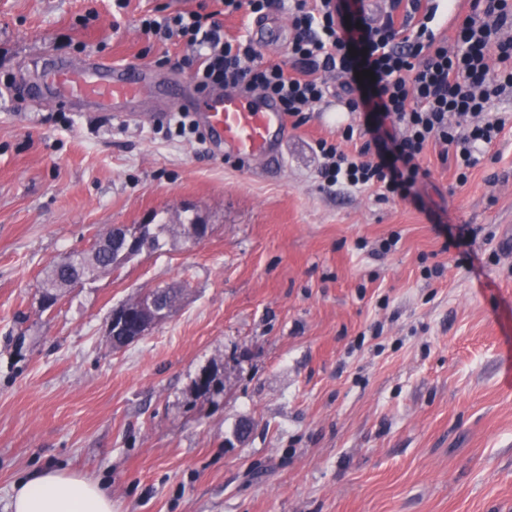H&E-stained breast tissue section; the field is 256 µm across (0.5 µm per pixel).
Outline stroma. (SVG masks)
<instances>
[{"label": "stroma", "instance_id": "obj_1", "mask_svg": "<svg viewBox=\"0 0 512 512\" xmlns=\"http://www.w3.org/2000/svg\"><path fill=\"white\" fill-rule=\"evenodd\" d=\"M197 3L0 0V512L46 468L97 479L112 512H512V95L466 182L432 146L415 200L388 202L322 185L313 145L339 124L318 109L267 170L22 97L45 60L91 56L197 97L185 47L140 28ZM131 224L171 230L44 304L51 263ZM156 287L175 309L113 349V310Z\"/></svg>", "mask_w": 512, "mask_h": 512}]
</instances>
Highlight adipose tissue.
I'll return each mask as SVG.
<instances>
[{"instance_id": "obj_1", "label": "adipose tissue", "mask_w": 512, "mask_h": 512, "mask_svg": "<svg viewBox=\"0 0 512 512\" xmlns=\"http://www.w3.org/2000/svg\"><path fill=\"white\" fill-rule=\"evenodd\" d=\"M10 512H112V498L91 478L66 469L44 470L13 488Z\"/></svg>"}]
</instances>
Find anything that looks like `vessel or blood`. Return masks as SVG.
I'll use <instances>...</instances> for the list:
<instances>
[{"instance_id": "vessel-or-blood-1", "label": "vessel or blood", "mask_w": 512, "mask_h": 512, "mask_svg": "<svg viewBox=\"0 0 512 512\" xmlns=\"http://www.w3.org/2000/svg\"><path fill=\"white\" fill-rule=\"evenodd\" d=\"M32 92L59 104L94 111L132 112L144 102H163L196 112L211 140L225 156L277 164L280 143L288 134L284 112L270 100L217 92L201 100L187 99L178 82L156 76L141 66H117L87 59L73 66L50 59Z\"/></svg>"}]
</instances>
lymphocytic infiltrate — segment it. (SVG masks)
Segmentation results:
<instances>
[{
	"label": "lymphocytic infiltrate",
	"mask_w": 512,
	"mask_h": 512,
	"mask_svg": "<svg viewBox=\"0 0 512 512\" xmlns=\"http://www.w3.org/2000/svg\"><path fill=\"white\" fill-rule=\"evenodd\" d=\"M295 36L288 62H262L248 39L225 38L205 4L173 15L147 14L145 34L185 45L199 90L237 89L275 100L294 125L333 96L363 115L344 141L362 136L357 154L320 139V174L330 186L375 189L379 199H408L428 178L420 157L452 151L466 179L496 141L501 120L484 117L491 97L512 89V0H487L458 22L454 42L436 38L433 7L391 0L378 19L362 0H290ZM336 74L338 86L327 77Z\"/></svg>",
	"instance_id": "f902f5d3"
}]
</instances>
